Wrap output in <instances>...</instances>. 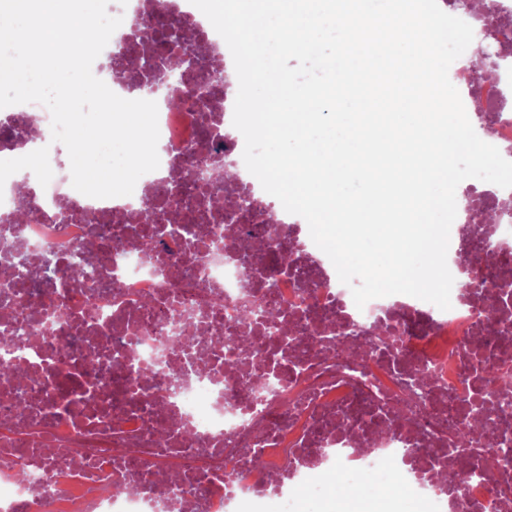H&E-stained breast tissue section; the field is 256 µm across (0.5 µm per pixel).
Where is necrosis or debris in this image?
<instances>
[{
	"mask_svg": "<svg viewBox=\"0 0 512 512\" xmlns=\"http://www.w3.org/2000/svg\"><path fill=\"white\" fill-rule=\"evenodd\" d=\"M122 14L105 54L135 46L166 65L150 41L157 21L202 32L204 97L133 90L93 64L118 96L158 106L159 168L106 199L76 191L45 155L20 178L52 117L37 103L0 109V336L27 331L0 348L13 368L0 373V512H153L159 500L168 512H287L299 493H332L328 474L376 475L386 461L427 512H512L498 491L512 470L495 453L512 406L489 411L479 433L468 410L500 393L512 253L481 257L483 288L471 301L451 293L449 310L388 296L357 308L246 169L244 138L230 132L233 58L209 20L190 0H125ZM449 79L466 110L504 99L501 78L473 83L464 61ZM196 154L222 157L227 184L250 195L249 219L187 177ZM188 209L193 223H180ZM145 230L150 260L137 249ZM478 454L493 459V479L471 474Z\"/></svg>",
	"mask_w": 512,
	"mask_h": 512,
	"instance_id": "obj_1",
	"label": "necrosis or debris"
}]
</instances>
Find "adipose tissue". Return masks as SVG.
I'll use <instances>...</instances> for the list:
<instances>
[{"label":"adipose tissue","mask_w":512,"mask_h":512,"mask_svg":"<svg viewBox=\"0 0 512 512\" xmlns=\"http://www.w3.org/2000/svg\"><path fill=\"white\" fill-rule=\"evenodd\" d=\"M345 494L328 500L303 493L298 497L297 512H372L371 499L385 497L397 501L401 512H413L412 503L404 501L394 480L372 476L362 480L343 478Z\"/></svg>","instance_id":"adipose-tissue-1"}]
</instances>
